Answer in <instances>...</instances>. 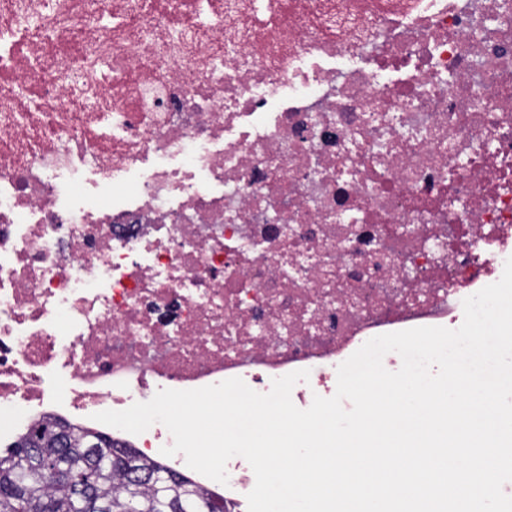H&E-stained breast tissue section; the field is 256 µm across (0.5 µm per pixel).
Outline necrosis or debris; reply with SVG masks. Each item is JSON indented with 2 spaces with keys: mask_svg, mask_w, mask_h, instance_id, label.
Masks as SVG:
<instances>
[{
  "mask_svg": "<svg viewBox=\"0 0 512 512\" xmlns=\"http://www.w3.org/2000/svg\"><path fill=\"white\" fill-rule=\"evenodd\" d=\"M512 256V0H0V445L238 377L308 408Z\"/></svg>",
  "mask_w": 512,
  "mask_h": 512,
  "instance_id": "necrosis-or-debris-1",
  "label": "necrosis or debris"
}]
</instances>
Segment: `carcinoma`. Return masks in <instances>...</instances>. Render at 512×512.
<instances>
[{
  "label": "carcinoma",
  "mask_w": 512,
  "mask_h": 512,
  "mask_svg": "<svg viewBox=\"0 0 512 512\" xmlns=\"http://www.w3.org/2000/svg\"><path fill=\"white\" fill-rule=\"evenodd\" d=\"M104 460L112 471L80 491L58 467L96 474ZM0 512H224V503L128 444L48 418L0 453Z\"/></svg>",
  "instance_id": "obj_1"
}]
</instances>
